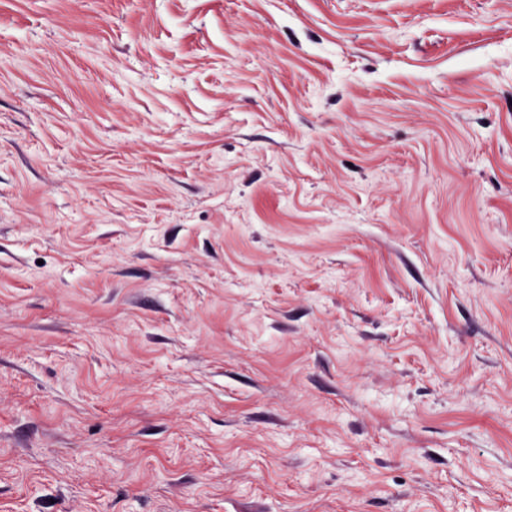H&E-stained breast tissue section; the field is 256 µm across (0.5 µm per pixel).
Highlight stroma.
Instances as JSON below:
<instances>
[{"instance_id": "obj_1", "label": "stroma", "mask_w": 512, "mask_h": 512, "mask_svg": "<svg viewBox=\"0 0 512 512\" xmlns=\"http://www.w3.org/2000/svg\"><path fill=\"white\" fill-rule=\"evenodd\" d=\"M0 512H512V0H0Z\"/></svg>"}]
</instances>
